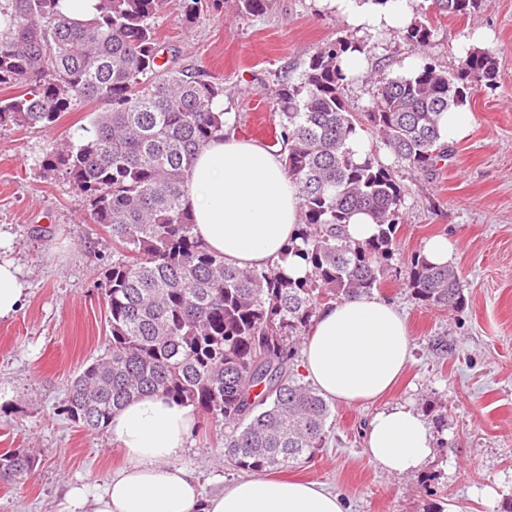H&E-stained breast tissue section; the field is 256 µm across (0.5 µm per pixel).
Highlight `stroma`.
Instances as JSON below:
<instances>
[{"label":"stroma","instance_id":"stroma-1","mask_svg":"<svg viewBox=\"0 0 512 512\" xmlns=\"http://www.w3.org/2000/svg\"><path fill=\"white\" fill-rule=\"evenodd\" d=\"M420 0L415 16L431 27L428 54L456 71L462 42L479 36L494 51L497 89L471 97L467 136L431 174L381 161L405 184L404 220L380 297L396 304L412 334L413 360L382 399L333 404L334 434L309 463L285 470L341 495L349 512H501L512 496V0H483L469 18L451 19ZM157 34L178 52L181 67L206 70L224 84L226 126L247 139L257 116L276 125L269 98L287 75L296 77L319 47L356 40L344 18L320 0H271L260 15L240 18L232 0L204 9L187 23L160 14ZM368 77L346 90L347 107L366 111L378 72L397 76L415 47L399 33L364 35ZM92 106L78 103L49 129L0 126V257L19 268L27 286L22 309L0 320V452L19 449L38 458L23 484L0 485V512H58L67 483L98 488L124 461L110 434L90 432L63 411L77 372L107 345L101 273L112 264V239L84 222L86 201L60 175L44 171L49 145L91 122ZM443 234L454 244L453 264L466 288L462 311L418 306L403 286L411 257ZM447 337L448 355L432 348ZM443 405L444 426L416 473L390 475L365 452L363 427L377 411L409 404ZM222 423L199 420L180 458L205 490L240 478L225 466Z\"/></svg>","mask_w":512,"mask_h":512}]
</instances>
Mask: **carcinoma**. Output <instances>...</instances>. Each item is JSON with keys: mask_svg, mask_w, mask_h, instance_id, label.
I'll return each mask as SVG.
<instances>
[{"mask_svg": "<svg viewBox=\"0 0 512 512\" xmlns=\"http://www.w3.org/2000/svg\"><path fill=\"white\" fill-rule=\"evenodd\" d=\"M455 18L480 0H433ZM270 0H237L241 16L265 12ZM202 0H96L92 16L67 15V0H0V85L24 87L0 99V125L51 128L72 104L95 106L78 142L52 144L42 163L88 202V217L107 229L115 259L104 273L109 326L103 355L72 382L64 411L91 431L109 427L130 400L159 394L224 422V462L260 475L307 463L329 440L332 411L297 374L299 343L318 306L381 288L403 222L405 186L372 148L362 159L348 147L367 126L409 170L430 173L448 159L438 117L468 105L472 86L493 89L498 67L489 49L472 48L448 74L424 62L411 77H374L363 113L347 108L343 56L362 50L340 39L314 52L302 74L271 95L277 142L301 208L303 279L280 265H229L194 234L184 206L194 156L224 138V84L203 70L162 66L166 47L155 19L195 16ZM421 20L405 30L429 45ZM369 214L377 233L349 240L345 224ZM404 285L427 309L458 311L467 296L458 270L418 253ZM38 460L0 453V484L29 478Z\"/></svg>", "mask_w": 512, "mask_h": 512, "instance_id": "cac0c4a2", "label": "carcinoma"}]
</instances>
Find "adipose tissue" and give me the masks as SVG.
<instances>
[{"label":"adipose tissue","instance_id":"ef3b65f1","mask_svg":"<svg viewBox=\"0 0 512 512\" xmlns=\"http://www.w3.org/2000/svg\"><path fill=\"white\" fill-rule=\"evenodd\" d=\"M352 29L403 30L417 0H321ZM186 208L194 232L225 262L262 269L282 262L298 278L306 269L281 252L298 231L300 199L281 158L267 147L225 133L187 171ZM411 360L407 322L389 301L370 294L321 306L304 341L303 368L326 400L346 405L384 395ZM196 427L191 407L159 395L136 398L112 418L109 433L125 455L101 490L70 485L59 512H346L340 496L314 481L252 476L203 495L179 458ZM365 449L386 472L418 471L435 436L414 407L376 412L363 431Z\"/></svg>","mask_w":512,"mask_h":512}]
</instances>
